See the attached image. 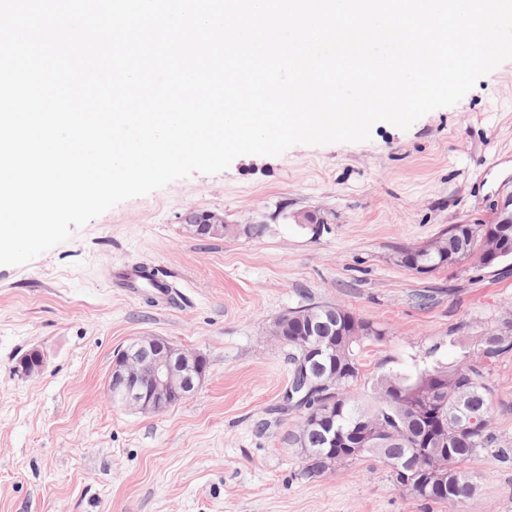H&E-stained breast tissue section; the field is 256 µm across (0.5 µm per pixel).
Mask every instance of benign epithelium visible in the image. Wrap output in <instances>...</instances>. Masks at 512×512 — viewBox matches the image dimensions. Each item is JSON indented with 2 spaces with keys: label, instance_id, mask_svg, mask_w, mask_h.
Instances as JSON below:
<instances>
[{
  "label": "benign epithelium",
  "instance_id": "7a95c632",
  "mask_svg": "<svg viewBox=\"0 0 512 512\" xmlns=\"http://www.w3.org/2000/svg\"><path fill=\"white\" fill-rule=\"evenodd\" d=\"M20 363L23 375H40L45 358L34 349ZM207 369L202 357L165 341H134L117 352L110 381L124 387L121 405L138 411L161 412L173 400L186 399L202 384Z\"/></svg>",
  "mask_w": 512,
  "mask_h": 512
}]
</instances>
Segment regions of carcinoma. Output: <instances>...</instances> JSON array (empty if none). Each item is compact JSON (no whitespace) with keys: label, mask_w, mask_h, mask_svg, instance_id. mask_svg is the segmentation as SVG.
Wrapping results in <instances>:
<instances>
[{"label":"carcinoma","mask_w":512,"mask_h":512,"mask_svg":"<svg viewBox=\"0 0 512 512\" xmlns=\"http://www.w3.org/2000/svg\"><path fill=\"white\" fill-rule=\"evenodd\" d=\"M503 233L498 224H453L448 236V260L422 254L408 268L430 272L471 260L487 266L485 248L490 237ZM336 310V326L356 321L363 334L339 337L336 358L324 363L334 377L327 388L316 390L303 403L290 402L282 410L302 416L294 442L302 450V474L321 475L334 467L376 458L389 468L402 489L411 497L455 508L476 490V475L469 464L481 453L507 458L512 448L502 446L489 431L487 387L482 382L483 366L463 353L454 364H438L419 371L415 377L386 375L375 383L377 406L368 407L349 389L360 375L357 347L365 340H380L385 330L356 318L349 310ZM305 319L292 321L288 335L279 342L293 350L292 373H300L307 355L316 350L319 336H306ZM486 362L512 350V318L490 330L474 344ZM336 424L347 439L365 425L377 437L363 448L329 449L323 442L325 426Z\"/></svg>","instance_id":"obj_1"}]
</instances>
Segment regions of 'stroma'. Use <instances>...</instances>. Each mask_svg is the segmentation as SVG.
I'll return each instance as SVG.
<instances>
[{"label": "stroma", "instance_id": "1", "mask_svg": "<svg viewBox=\"0 0 512 512\" xmlns=\"http://www.w3.org/2000/svg\"><path fill=\"white\" fill-rule=\"evenodd\" d=\"M512 198V60L457 104L368 141L245 155L122 201L22 266L0 265V512H512V462L480 455L456 508L418 501L371 459L315 477L281 415L282 314L342 306L385 329L365 343L352 391L374 402L385 374L458 360L512 315V258L428 273L400 262L453 224H490ZM223 218L196 237L187 212ZM309 214L319 232L297 224ZM163 272L174 298L128 296L123 266ZM156 336L208 361L187 399L160 413L114 405L119 349ZM44 371L17 370L30 349ZM491 429L512 446V352L489 363Z\"/></svg>", "mask_w": 512, "mask_h": 512}]
</instances>
